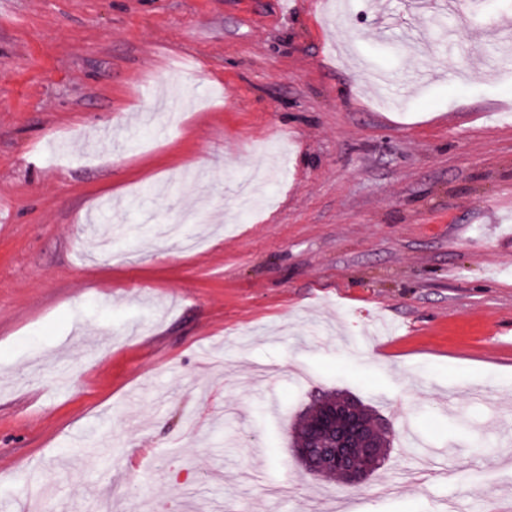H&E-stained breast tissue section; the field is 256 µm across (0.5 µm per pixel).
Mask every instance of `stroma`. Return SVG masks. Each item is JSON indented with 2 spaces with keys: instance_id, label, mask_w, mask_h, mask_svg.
Segmentation results:
<instances>
[{
  "instance_id": "35a3bbf8",
  "label": "stroma",
  "mask_w": 512,
  "mask_h": 512,
  "mask_svg": "<svg viewBox=\"0 0 512 512\" xmlns=\"http://www.w3.org/2000/svg\"><path fill=\"white\" fill-rule=\"evenodd\" d=\"M508 17L512 0H0V512L35 491L45 512H499ZM157 85L187 105L163 138L164 113L139 122ZM269 150L288 172L241 210ZM188 210L180 241L157 237ZM334 391L414 437L359 487L289 454Z\"/></svg>"
}]
</instances>
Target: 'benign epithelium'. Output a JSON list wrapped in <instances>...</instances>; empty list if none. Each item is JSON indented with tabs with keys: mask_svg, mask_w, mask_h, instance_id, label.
I'll return each instance as SVG.
<instances>
[{
	"mask_svg": "<svg viewBox=\"0 0 512 512\" xmlns=\"http://www.w3.org/2000/svg\"><path fill=\"white\" fill-rule=\"evenodd\" d=\"M291 452L306 473L320 475L329 468L339 482L356 486L387 449L374 446L373 433L362 421L358 401L347 396L329 406L325 417L312 419L305 442Z\"/></svg>",
	"mask_w": 512,
	"mask_h": 512,
	"instance_id": "benign-epithelium-1",
	"label": "benign epithelium"
}]
</instances>
